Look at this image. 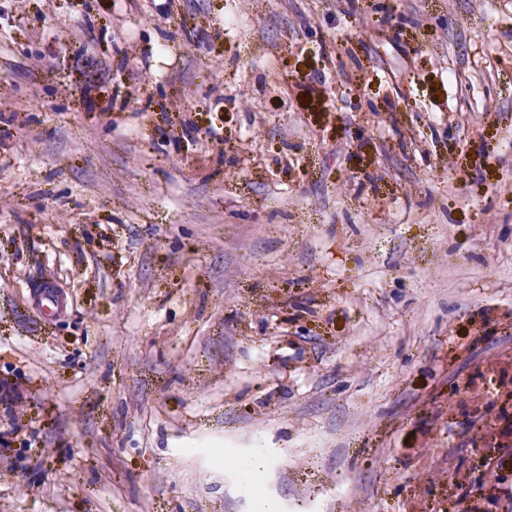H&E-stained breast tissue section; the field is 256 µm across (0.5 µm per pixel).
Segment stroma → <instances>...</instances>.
Here are the masks:
<instances>
[{
  "mask_svg": "<svg viewBox=\"0 0 512 512\" xmlns=\"http://www.w3.org/2000/svg\"><path fill=\"white\" fill-rule=\"evenodd\" d=\"M0 382V512H496L512 0H0Z\"/></svg>",
  "mask_w": 512,
  "mask_h": 512,
  "instance_id": "stroma-1",
  "label": "stroma"
}]
</instances>
